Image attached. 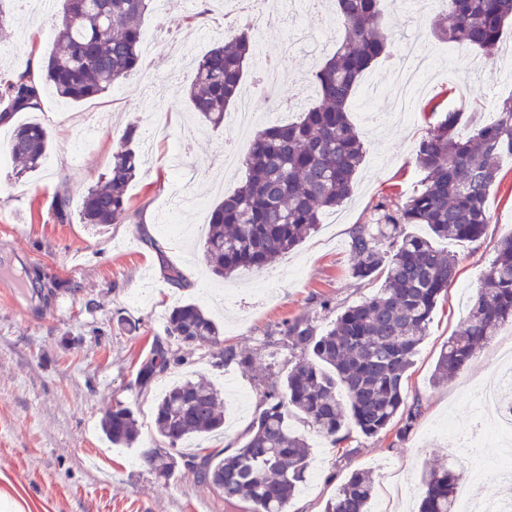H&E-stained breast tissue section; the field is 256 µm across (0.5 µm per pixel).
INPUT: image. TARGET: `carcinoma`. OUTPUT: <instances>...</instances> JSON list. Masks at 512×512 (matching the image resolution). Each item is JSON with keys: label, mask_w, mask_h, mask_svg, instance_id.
<instances>
[{"label": "carcinoma", "mask_w": 512, "mask_h": 512, "mask_svg": "<svg viewBox=\"0 0 512 512\" xmlns=\"http://www.w3.org/2000/svg\"><path fill=\"white\" fill-rule=\"evenodd\" d=\"M59 2L56 44L40 76L28 69L15 78L0 76V120L11 112L41 109L45 83L58 97L79 103L107 92L138 66L141 28L154 0ZM379 4L336 0L345 33L336 52L311 76L316 103L298 121L270 124L250 142L245 179L210 212L203 255L216 276L274 266L318 229L324 214L350 196L365 147L348 115V103L363 73L392 41ZM509 19L512 0H444L433 33L491 60ZM252 50L242 32L196 61L188 98L210 125L224 124L228 107L240 94ZM469 111L462 104L438 113L416 149L415 161L424 173L421 189L393 209L380 206L376 227L360 224L352 232V276L382 281L379 292L345 308L321 333L304 318L285 326L282 343L294 362L281 380L263 384L259 411L240 447L172 454L183 441L224 428V402L211 384L185 379L156 400L154 429L167 447L140 451L155 478L165 480L181 468L223 502H247L251 512H287L310 464L308 438L291 426V413L334 447L350 440L354 431L369 438L394 427L397 441L408 439L421 404L417 398L408 401L405 381L455 277L454 256L438 248L436 240L472 242L484 235L491 223L487 197L500 159L512 155V98L501 105L494 121L472 127L463 139L456 129ZM137 130L129 128L116 146L107 180L83 197L82 223L118 224L129 218L128 189L141 165L134 146ZM50 147L46 128L36 122L18 126L10 143L23 173L41 169ZM53 207L61 223L71 221L69 196L57 195ZM407 224L427 225L431 237L405 232ZM508 324L512 234L500 240L468 316L439 355L433 382L459 374ZM165 333L166 339L154 344L139 368L141 392L180 364L174 343L207 347L219 365L253 366V355L223 345L221 328L194 302L172 308ZM101 430L116 447L138 443V420L121 404L105 413ZM462 477L451 464L423 471L419 512H455V489ZM373 484L371 472L352 471L323 512H369Z\"/></svg>", "instance_id": "carcinoma-1"}]
</instances>
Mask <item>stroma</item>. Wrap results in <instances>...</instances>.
I'll use <instances>...</instances> for the list:
<instances>
[{
  "label": "stroma",
  "instance_id": "stroma-1",
  "mask_svg": "<svg viewBox=\"0 0 512 512\" xmlns=\"http://www.w3.org/2000/svg\"><path fill=\"white\" fill-rule=\"evenodd\" d=\"M236 0H163L142 26V59L136 73L120 82L119 91L79 103L59 100L43 88L36 113H16L0 123V139L15 125L38 119L47 129L51 149L42 169L18 175L17 163L0 165V186L12 196L0 200V512H248L247 503L227 507L192 476L175 472L159 482L136 462L132 448H115L100 429L105 412L128 406L140 423V444L158 448L152 413L164 387L184 376L223 386L233 379L247 398L233 426L201 439V447L234 449L252 422L264 378L281 379L291 353L279 342L287 322L312 319L326 329L344 307L372 297L378 283L352 278L351 233L359 224L375 223L378 206L403 202L417 189L422 174L415 149L435 117L432 107L458 102L457 84L469 81L477 99L476 121L490 122L499 105L512 97V24L505 27L502 58L486 60L475 49L456 52L457 78L431 84L403 125L369 127L357 111L352 122L363 135L366 156L354 191L338 213L325 214L318 230L283 257L286 276L268 278L266 270L243 269L236 279L221 280L202 260L188 262L187 243L163 227L170 204L183 189L200 200L201 210H184V224H203L211 207L233 193L246 175L237 167L220 176L226 144L246 152L257 128L275 121H295L312 106L314 71L336 49L328 44L318 55L297 47L282 64L278 94L295 98L292 108L273 114L266 97L256 96L253 128L231 123L212 128L190 103L186 90L194 78L191 62L210 50L221 36L214 21L235 10ZM11 32L0 40V67L18 73L19 62L42 66L56 35V10L37 11L9 4ZM382 8L393 26L394 40L415 35L431 38L432 11L414 0L399 9L395 0ZM328 18L295 6L279 28L253 33L243 89L253 88L270 60L277 58L290 30H320ZM133 125L154 127L159 136L151 159L128 191L129 217L121 224L59 223L53 201L58 193L80 204L88 189L107 176L112 152ZM492 220L475 242L440 241L456 258V276L438 305L428 336L415 358L408 394L420 399L421 416L408 441L394 432L366 438L353 435L351 453L340 457L328 440L309 434L310 476L288 505V512H322L337 485L353 470L373 473L371 512H390L392 502L415 512L419 474L424 463L455 459L465 469L471 449L459 448L457 435L476 423L474 405L482 385L501 373L499 355L512 347V325L453 379L436 384L432 374L442 345L468 315L470 300L481 286L502 237L512 233V158L503 157L491 190ZM153 245H146L145 237ZM177 267L184 285L172 287L166 266ZM198 302L224 328L225 345L250 352V371L237 365L216 368L207 349L183 348L184 360L159 376L149 392H139L136 376L154 339L165 333L169 310ZM28 318H21V307Z\"/></svg>",
  "mask_w": 512,
  "mask_h": 512
}]
</instances>
